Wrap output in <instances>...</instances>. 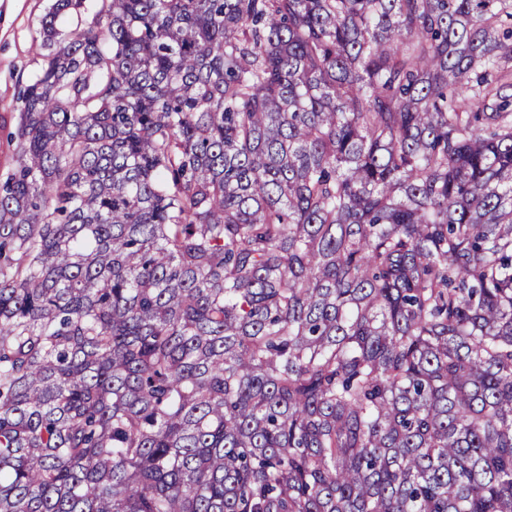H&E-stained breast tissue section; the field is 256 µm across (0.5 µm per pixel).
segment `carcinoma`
Returning a JSON list of instances; mask_svg holds the SVG:
<instances>
[{
    "instance_id": "cac0c4a2",
    "label": "carcinoma",
    "mask_w": 512,
    "mask_h": 512,
    "mask_svg": "<svg viewBox=\"0 0 512 512\" xmlns=\"http://www.w3.org/2000/svg\"><path fill=\"white\" fill-rule=\"evenodd\" d=\"M83 2L0 178V512H512V0Z\"/></svg>"
}]
</instances>
